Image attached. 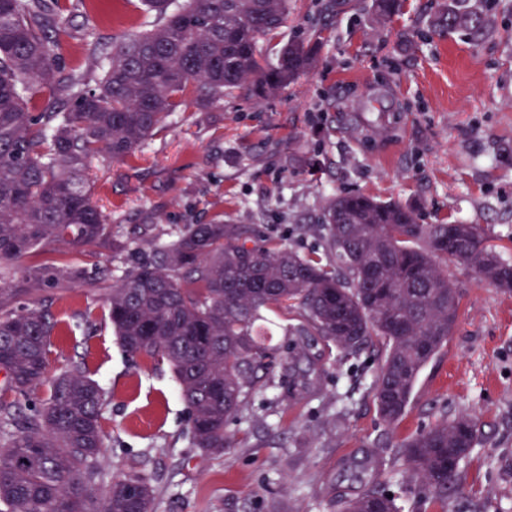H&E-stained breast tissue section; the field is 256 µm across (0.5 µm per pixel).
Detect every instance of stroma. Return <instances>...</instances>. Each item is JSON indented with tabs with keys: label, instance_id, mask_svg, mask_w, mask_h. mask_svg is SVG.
Instances as JSON below:
<instances>
[{
	"label": "stroma",
	"instance_id": "1",
	"mask_svg": "<svg viewBox=\"0 0 512 512\" xmlns=\"http://www.w3.org/2000/svg\"><path fill=\"white\" fill-rule=\"evenodd\" d=\"M327 2L289 0L283 27L261 38V61L271 65L295 39L318 44L316 67L277 97L237 90L190 101L131 156L90 158L111 239L25 259L105 271L51 300L62 322L51 370L82 362L103 385L108 437L98 466L108 481L145 471L154 512H339L375 482L398 495L402 512H512V292L480 283L462 263L445 266L460 292L456 330L394 427L374 401L378 352L346 357L320 344L307 385L277 369L257 379L242 420L228 425L239 446L208 454L192 442L172 370L127 353L113 334L106 288L184 225L252 224L299 252L319 251L310 226L343 193L412 206L421 224L479 225L486 245L512 259V0H468L489 19L476 39L439 30L448 0H404L385 23L373 0L325 15ZM159 23L140 0L95 10L66 0L56 54L78 88L91 90L115 41ZM294 322L267 312L257 323L278 356L300 342L288 333ZM461 414L475 416L478 440L442 503L410 478L402 445Z\"/></svg>",
	"mask_w": 512,
	"mask_h": 512
}]
</instances>
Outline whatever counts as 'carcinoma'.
<instances>
[{"label":"carcinoma","instance_id":"obj_1","mask_svg":"<svg viewBox=\"0 0 512 512\" xmlns=\"http://www.w3.org/2000/svg\"><path fill=\"white\" fill-rule=\"evenodd\" d=\"M162 23L112 46L105 74L75 90L54 48L60 0H0V262L64 244L93 246L112 225L93 200L89 157H127L188 98L201 102L245 88L265 99L317 62L305 40L286 45L274 66L257 58V40L283 26L288 0H142ZM450 0L440 26L484 33L487 17ZM45 88L68 110L39 107ZM318 231L323 251L302 254L249 224H187L156 257L128 267L104 303L119 343L174 371L192 416L197 448L221 454L234 440L226 424L242 413L248 385L279 364L288 377L315 362L304 349L280 361L255 330L265 309L297 314L291 336H308L355 355L368 345L380 361L373 381L388 426L405 416L422 369L447 345L459 292L439 265L453 258L479 280L512 291V262L483 243L473 224H420L415 209L358 193L334 197ZM24 280L56 294L85 283L82 268L27 266ZM61 321L35 302L0 310V512H152L154 489L142 473L112 480L98 498L107 392L83 363L50 374L51 338ZM47 387L40 403L29 395ZM477 440L469 415L442 419L404 445L411 478L442 502ZM342 512H400L370 489Z\"/></svg>","mask_w":512,"mask_h":512}]
</instances>
